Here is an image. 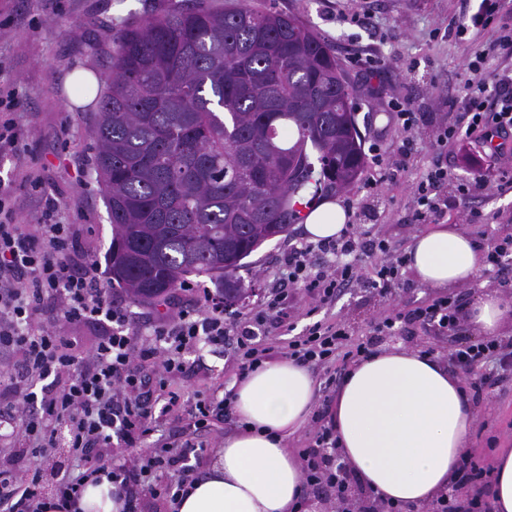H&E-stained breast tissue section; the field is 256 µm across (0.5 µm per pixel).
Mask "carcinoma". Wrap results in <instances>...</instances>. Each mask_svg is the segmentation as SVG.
<instances>
[{
    "label": "carcinoma",
    "instance_id": "cac0c4a2",
    "mask_svg": "<svg viewBox=\"0 0 512 512\" xmlns=\"http://www.w3.org/2000/svg\"><path fill=\"white\" fill-rule=\"evenodd\" d=\"M94 102L112 281L135 302L191 276L241 302L243 260L288 235L307 196L350 189L366 169L336 56L249 0L123 26Z\"/></svg>",
    "mask_w": 512,
    "mask_h": 512
}]
</instances>
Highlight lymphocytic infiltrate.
I'll return each mask as SVG.
<instances>
[{
	"instance_id": "1",
	"label": "lymphocytic infiltrate",
	"mask_w": 512,
	"mask_h": 512,
	"mask_svg": "<svg viewBox=\"0 0 512 512\" xmlns=\"http://www.w3.org/2000/svg\"><path fill=\"white\" fill-rule=\"evenodd\" d=\"M504 0H479L448 24L456 41L494 29L495 37L463 64L465 94L448 112L417 111L413 99L396 95L386 106L396 148L369 147L371 174L363 194L346 198L352 220L336 238L291 244L278 265L256 270L264 283L258 300L236 309L224 306L219 291L186 282L164 302L147 334L129 327L128 304L113 288L90 250L80 244L77 225L61 223L59 203L49 197L27 203L14 181L0 179V417L12 424L19 446L0 459V512H73L84 487L108 479L123 498V512H142L145 499L175 505L194 480L191 459L205 454L213 409L232 414L235 395L213 402L182 401L177 385L185 356L199 344L223 349L237 380H245L272 355L307 367L321 395L301 447L296 448L306 486L344 488L324 451L338 445L325 420L339 360L370 354L342 320L318 313L346 290L378 296L383 306L369 322L371 336H391L408 324L453 332L461 320L457 297H433L407 312L394 296L405 287L411 258L378 227L387 223L392 201L386 185L407 181L406 206L416 224H436L448 214L450 197L493 190L512 178V70L494 71L493 58L512 57V24ZM12 85H0V158L23 164L25 137L13 114ZM429 158L420 160L419 144ZM491 159L497 180L460 181L444 163L446 155ZM454 194H447V187ZM308 318L296 330L299 318ZM93 324L101 340L80 351L71 329ZM449 360L472 377L467 387L480 398L485 387L512 372V341L480 338L459 344ZM187 413L193 430L173 443L153 442L158 412ZM69 448L71 466L45 498L35 459ZM175 471L176 482L165 481Z\"/></svg>"
}]
</instances>
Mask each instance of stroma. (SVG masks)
Wrapping results in <instances>:
<instances>
[{"mask_svg": "<svg viewBox=\"0 0 512 512\" xmlns=\"http://www.w3.org/2000/svg\"><path fill=\"white\" fill-rule=\"evenodd\" d=\"M59 7L44 0H0V19L14 17V32L0 38V82L15 84L17 123L28 143L27 167L40 175L34 187H24L27 196L54 197L60 203L64 223L78 225L85 245L97 259H105L112 240V224L101 186L93 167L96 142L93 137L95 107L70 101L64 83L77 69L105 75L106 60L112 51L114 33L124 22L164 13L172 5L192 6L194 0H59ZM260 7H272L299 17L327 43L342 65L354 100L355 121L365 140L391 143L392 128L383 100L371 98L358 69L349 57L355 53L379 54L386 62L384 83L390 95L412 94L420 111L444 112L449 100L463 89V63L481 51L494 37L492 30L474 34L467 42L433 37L434 29L447 28L459 13L460 0H374L368 26L343 24L339 0H251ZM419 68L414 79L404 74L411 63ZM438 76L436 91H429L428 70ZM406 182L389 185L392 200L391 223L382 225L386 237L411 243L426 232L423 224L410 223L406 207ZM470 207L496 214L492 224H468L464 230L480 246L496 236L512 233V188L491 191L470 200ZM302 225H293L288 238L264 243L246 258L240 276L252 283L253 272L277 265L289 243L302 239ZM373 295L348 290L330 308V316L365 329L379 311ZM468 321H461L451 335L417 331L415 336H388L383 346L409 350L434 348L436 358H444L449 348L474 335ZM232 382L222 352L200 347L188 356L179 389L184 399L222 398ZM475 428L470 431L468 450L475 457L485 454L487 437L494 436L502 448H512V376L496 387L488 399L476 403Z\"/></svg>", "mask_w": 512, "mask_h": 512, "instance_id": "35a3bbf8", "label": "stroma"}]
</instances>
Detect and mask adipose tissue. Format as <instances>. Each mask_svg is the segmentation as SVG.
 <instances>
[{
    "label": "adipose tissue",
    "instance_id": "1",
    "mask_svg": "<svg viewBox=\"0 0 512 512\" xmlns=\"http://www.w3.org/2000/svg\"><path fill=\"white\" fill-rule=\"evenodd\" d=\"M347 220L338 202L327 201L309 213L304 230L310 240L330 239ZM408 253L416 280L432 288L468 282L480 263L476 242L454 224L415 236ZM466 318L482 335H498L512 320V302L482 294ZM314 394L310 373L287 360L238 383L234 407L244 428L225 437L206 473L177 499V512H294L303 482L286 441L305 424ZM473 423L463 380L435 357L399 347L356 362L332 413L338 446L359 482L401 505L447 491ZM490 500L493 512H512V448L493 463Z\"/></svg>",
    "mask_w": 512,
    "mask_h": 512
}]
</instances>
